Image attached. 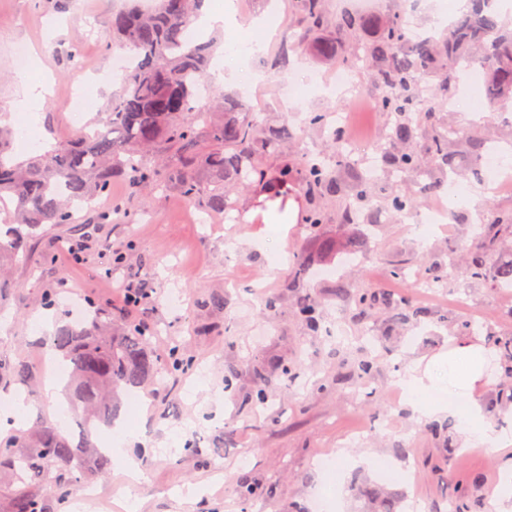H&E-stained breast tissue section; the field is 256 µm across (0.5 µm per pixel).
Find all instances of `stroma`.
Listing matches in <instances>:
<instances>
[{
  "label": "stroma",
  "mask_w": 512,
  "mask_h": 512,
  "mask_svg": "<svg viewBox=\"0 0 512 512\" xmlns=\"http://www.w3.org/2000/svg\"><path fill=\"white\" fill-rule=\"evenodd\" d=\"M124 6V0H0V123L11 126L21 157L39 154L50 138L65 141L78 134L89 96H96L99 111L111 105L122 80L112 73L113 54L105 44L109 21ZM278 44L277 36L264 41L261 53L241 59L233 81L214 84V94L244 98L269 126L293 119L304 130L299 150L327 154L329 131L311 127V115L334 118L361 88L370 101L355 114V131L376 149L391 148L388 132L395 117L375 105L382 89L374 68L356 63L340 90L338 62L294 54L288 66L270 69ZM22 71L44 77L50 86L31 116L18 82ZM314 71L322 76V88L289 95V84L305 85ZM256 73L261 81H253ZM459 89L470 92L472 101L438 107L434 121L457 130L448 143L455 158L450 178L462 194L444 200L427 192L442 172L421 133L412 144L420 170L402 182L387 170L380 176L382 184L409 195L416 208L446 203V223L432 234L419 235L416 225L401 223L379 195L357 208L354 223L343 222L339 212L354 198L353 173L343 165L332 169L342 193L327 202V219L314 232L308 227L312 202L300 188L285 207L289 222H271L276 205L255 181L232 191L233 219L215 213L198 224L194 206L175 190L135 192L122 178L113 180L93 209L83 211L81 223L46 227L28 257L13 262L10 293L0 308V359L24 360L33 372L27 397L34 414L19 431L55 421L65 404L62 393L45 390L52 358L38 343L37 319L56 326L92 307L113 320L151 327L154 359L165 360L177 344L193 359L176 379L145 387L147 415L131 418L125 408L117 410L134 429L125 450L146 473L132 489L138 512H307L312 498L329 492L330 478L319 459L335 457L342 445L348 453L339 462L342 512H365L366 494L377 489L399 494L401 512H449L462 493L482 497L502 478L512 447L500 454L463 448L456 427L432 435L429 418L404 409L396 383L412 363H428L461 342L487 349L493 337L512 336V292L501 293L491 279L472 278L465 269L484 231L479 211L512 216V194L493 191L477 168L492 149L512 167V122L494 118L469 77L461 78ZM117 205L125 218L102 221ZM373 213L381 218L375 226L369 222ZM352 253L358 263L345 265ZM451 261L453 277L437 283L432 293L392 274L396 267L421 272ZM142 281L154 288V302L126 307L120 287ZM340 285L347 288V299L337 297ZM172 291L183 298L180 309L164 303ZM362 291L388 294L393 303L407 300L422 314L399 319L392 303L359 315L352 297ZM49 293L58 294V309L42 308ZM305 294L321 307V332H311L296 316ZM269 297L277 300L272 312L264 308ZM446 312L464 320L480 313L488 326L462 336L440 322ZM365 359L374 372L364 382L355 368ZM289 365L295 368L290 379L282 373ZM258 370L271 395L263 408L250 402ZM364 383L371 394L361 393ZM510 387L512 381L494 366L475 383L473 395L484 412H498L503 432L512 435V411L498 401L500 389ZM451 447L456 453L450 460ZM362 453L368 463L349 467L348 457ZM252 482L265 492L243 501L239 490Z\"/></svg>",
  "instance_id": "stroma-1"
}]
</instances>
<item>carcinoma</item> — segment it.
<instances>
[{
    "instance_id": "carcinoma-1",
    "label": "carcinoma",
    "mask_w": 512,
    "mask_h": 512,
    "mask_svg": "<svg viewBox=\"0 0 512 512\" xmlns=\"http://www.w3.org/2000/svg\"><path fill=\"white\" fill-rule=\"evenodd\" d=\"M203 2L152 0L148 9L135 5L112 18L115 40L106 48L122 49L133 65L123 77L118 99L92 131L19 160L12 152L11 130L0 124V205L14 218V223L0 227V259L27 256L31 242L47 224L76 223L81 209L108 193L115 177L136 187L173 188L208 213L224 212L233 207L229 189L265 177L259 164L262 156L280 159V177L269 182V190L277 195L302 182L313 201L309 228L322 223L317 200L335 195L336 183L324 157L290 159L282 154L284 146L299 138L293 127L264 125L259 113L248 111L239 99H226L212 109L196 107L213 43L191 40L188 31ZM293 2V25L312 37L310 48L320 60L348 62L345 38L375 30V39L364 50L377 67L383 89L377 106L396 116L389 137L408 143L419 126L429 123L431 152L443 168L453 164L448 133L431 124L435 106L422 98L421 81L438 79L441 97L447 99L458 71L477 63L484 71L487 97L498 105L512 99V30L501 25L498 0H469V8L438 39L408 36L398 14L386 19L350 13L331 18L326 0ZM159 147L171 152L161 165L150 155ZM385 160L406 176L421 166L412 150L391 152ZM211 183L227 191H211ZM378 192L386 194L389 207L398 214L411 206L410 197L385 186ZM469 273L512 285V264L490 271L480 255L472 258ZM384 301L391 298L378 293L354 297L361 312ZM297 315L310 329H320L322 314L310 298L300 299ZM150 337V329L140 322L112 330V319L97 310L40 338L48 350L72 364L67 400L78 419L79 436L72 438L56 423H42L29 436L19 434L0 443V468L24 484L16 490L10 512H46L42 496L31 490L35 485L46 482L63 499V489L84 474L88 464L100 473L108 470L111 457L95 446L92 435L101 423L112 421L120 394L151 378L173 379L191 364L180 347L163 362L153 360ZM495 347L499 365L512 375V339L504 338ZM31 378L25 362L0 361V382L27 385Z\"/></svg>"
}]
</instances>
